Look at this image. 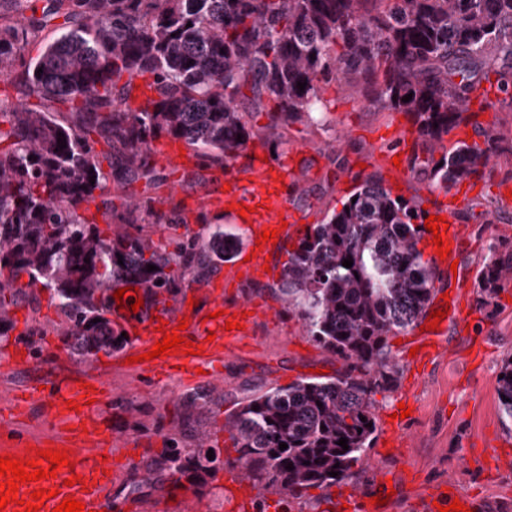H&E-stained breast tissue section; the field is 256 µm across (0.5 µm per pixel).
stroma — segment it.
Instances as JSON below:
<instances>
[{
	"mask_svg": "<svg viewBox=\"0 0 512 512\" xmlns=\"http://www.w3.org/2000/svg\"><path fill=\"white\" fill-rule=\"evenodd\" d=\"M322 97L328 110L317 122L302 118L283 129L269 127L266 117L245 116L248 123L263 127L262 138L273 151L272 161L301 156L297 203L312 213L317 224L341 210L367 177H383L373 160L381 135L410 126L404 113L368 105L354 79L326 86ZM491 167V177L479 183L458 213L461 223L469 227V243L458 256V269L473 274L490 245H498L502 256L512 255V199L504 195L505 188L512 187V155L492 159ZM157 170L167 176L172 195L154 192L142 179L123 187L107 182L104 191L95 194L98 227L106 228L112 214L147 199L166 213L192 199L196 207L181 212L182 223L148 224L145 234L161 243L183 236L205 239L218 230L247 237L246 226L237 216L217 214L202 205L204 182L217 174V167L201 168L190 162L176 172L162 164ZM454 272L437 269L436 282L473 305L475 321L468 327L449 324L435 358L417 373L403 362L401 346L391 345L397 382L391 391L376 394L375 413L382 418L403 400L411 401L410 416L397 426L403 445L384 455L378 448L369 449L345 480L358 496L369 497L382 472L407 473L406 485L387 512H410L408 500L438 485L475 497L484 512H512V421L502 418L497 395L500 366L512 357V286L501 289L494 305L482 306L477 285L457 287ZM223 275V264L202 267L198 275L180 281L165 299L175 305L197 298L199 315H206L209 302L199 291ZM281 286L278 276L246 278L225 292L226 303L250 298L262 309L245 346L225 355L219 377L187 383L174 377L158 379L121 366L122 351L106 354L112 394L98 414L113 447L136 452V470L149 479L134 497L136 512H186L182 503L171 502L165 490L169 475L157 467L164 448H194L202 442L216 449L221 460H233L235 450L225 423L247 400L304 378L310 368L326 370L331 379L347 371L345 361L308 336L298 311L284 302ZM35 293L34 303L12 308V315H24L25 321L0 337V360L19 347L38 349L39 354L33 357L30 370L0 372V395L19 389L31 369L53 360L67 374L83 373L87 367L58 340L65 317L52 291L39 287ZM465 448L485 451L486 464L464 465L459 454ZM334 491L331 485L308 488L298 497L266 498L261 505L263 512H328L326 504Z\"/></svg>",
	"mask_w": 512,
	"mask_h": 512,
	"instance_id": "1",
	"label": "stroma"
}]
</instances>
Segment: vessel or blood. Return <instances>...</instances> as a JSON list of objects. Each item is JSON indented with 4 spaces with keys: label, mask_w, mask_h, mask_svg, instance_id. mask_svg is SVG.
I'll return each instance as SVG.
<instances>
[{
    "label": "vessel or blood",
    "mask_w": 512,
    "mask_h": 512,
    "mask_svg": "<svg viewBox=\"0 0 512 512\" xmlns=\"http://www.w3.org/2000/svg\"><path fill=\"white\" fill-rule=\"evenodd\" d=\"M293 174L284 167H268L261 162L253 165L234 166L221 172L208 187L205 199L207 207L214 211H223L224 207L232 204H244L252 207V222L249 226L250 241H257L261 231L277 229L278 244H285L297 230L303 220L302 214L296 208L294 191L290 186ZM458 202H445L441 214L448 223L445 234L447 245L451 251H458L467 235L465 225L457 221L456 211ZM266 248H258L249 269H242L238 263H230L224 269V280L228 283L237 282L241 272L256 275L261 273L265 263ZM133 296H126L124 307L113 310L112 316L120 321L126 330L134 331L135 336L129 349L132 356L138 357V370L157 373L161 371L179 370L180 374L192 375L195 365L222 363L225 350L241 343L246 338L245 331L233 329L226 330L224 317L205 320L196 314L193 307L182 306L168 309L160 305L143 306L138 311H131ZM188 319L187 335L196 339L197 345L203 346L204 352L200 355H186L180 352L170 356L154 358L151 361H141V354L151 351L154 344L160 341L162 333L157 332L159 320H166L168 331H176L181 319ZM215 333V340H208V333ZM61 375L58 372L45 370L36 378L27 382L20 391L19 399L26 409L43 407L47 401L45 386L59 382ZM84 384L76 388L73 397L81 399L84 395L85 385H93L92 395L94 401L109 395L110 389L102 380L101 368H92L82 376ZM40 422L46 430L45 435L33 437V448H42L45 441H52L60 448L69 449L74 460L73 468H61L56 476L44 479L41 482H28L26 490H33L41 486L58 490V497L45 500L40 512H53L59 505L61 498L70 496L83 502L87 512H108L112 484L116 480L115 474L105 473V465L101 461L106 441L102 438L96 427L94 408L92 404L83 406L80 412L70 413L45 411ZM82 475L84 482L80 485L66 486L65 480L70 474ZM226 476L230 482L239 487L243 496L237 505L238 512H252L256 501L260 500L263 490L255 485L243 468L227 471ZM450 496L440 487L430 489L415 505L417 512H438L439 507L449 506Z\"/></svg>",
    "instance_id": "b4317fda"
}]
</instances>
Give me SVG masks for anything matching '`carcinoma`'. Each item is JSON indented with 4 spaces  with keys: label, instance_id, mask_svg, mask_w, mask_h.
Instances as JSON below:
<instances>
[{
    "label": "carcinoma",
    "instance_id": "carcinoma-1",
    "mask_svg": "<svg viewBox=\"0 0 512 512\" xmlns=\"http://www.w3.org/2000/svg\"><path fill=\"white\" fill-rule=\"evenodd\" d=\"M38 40L42 51L27 56ZM489 50L503 61L500 103L512 107V0H0V77L15 91L0 98V336L9 307L27 296L17 286L26 274L53 291L67 323L59 335L89 362L124 345L106 317L109 282L141 285L149 303L192 273L198 257L226 262L239 250V238L222 232L202 244L172 241L169 250L140 232L105 234L79 213L111 178L157 184L150 143L162 136L224 167L260 137L243 113L286 125L322 100L323 86L352 76L370 102L409 117L428 153L413 155L411 168L446 190L484 178L511 137L492 130L481 144L449 149L444 141L476 116L470 104ZM140 94L144 106L130 111ZM100 142L109 153L96 151ZM423 219L369 178L288 253L286 301L349 370L267 391L228 419L235 463L253 479L293 496L349 476L372 448L374 395L396 384L388 337L414 326L432 296ZM510 273L512 261L490 250L478 270L480 302H491ZM497 393L512 420L511 357ZM220 465L205 448H166L159 458L194 486Z\"/></svg>",
    "mask_w": 512,
    "mask_h": 512
}]
</instances>
